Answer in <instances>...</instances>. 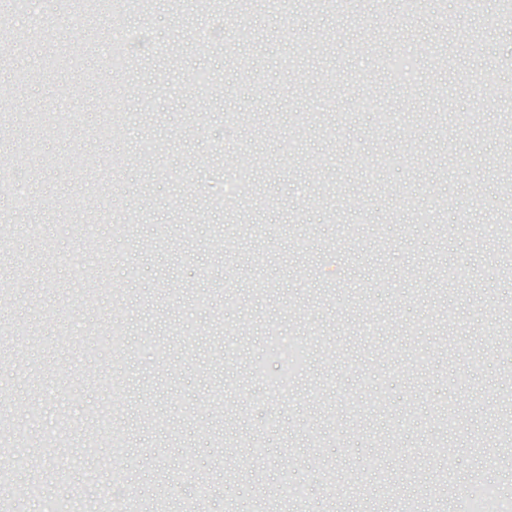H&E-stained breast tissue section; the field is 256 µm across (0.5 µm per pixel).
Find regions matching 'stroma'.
<instances>
[{
    "label": "stroma",
    "mask_w": 512,
    "mask_h": 512,
    "mask_svg": "<svg viewBox=\"0 0 512 512\" xmlns=\"http://www.w3.org/2000/svg\"><path fill=\"white\" fill-rule=\"evenodd\" d=\"M183 2L124 15L105 0L79 16L44 0L0 21L35 32L0 66V82L32 73L0 122V163L47 200L19 211L0 188V323L13 327L0 441L33 453L0 497L40 512L19 492L37 481L89 512L132 497L182 512L203 483L202 512H431L445 442L449 481L493 488L512 512V280L499 276L512 238L472 243L512 212L497 192L512 181V121L479 77L491 67L512 85L495 0L476 16L392 0L384 19L369 0L282 14ZM218 9L224 35L200 44ZM122 29L152 43L116 72ZM443 108L472 124L436 125ZM380 112L396 124L380 130ZM242 164L256 192L225 195ZM129 195L130 235L102 221L86 246L80 223ZM440 308L452 324L435 322ZM279 336L307 347L286 388L252 373L261 360L276 373ZM443 408L461 416L453 433L433 423ZM101 409L111 430L95 426ZM46 432L61 454L44 452ZM116 432L123 455L97 470ZM332 476L373 494H330ZM285 479L302 497L271 496Z\"/></svg>",
    "instance_id": "1"
}]
</instances>
